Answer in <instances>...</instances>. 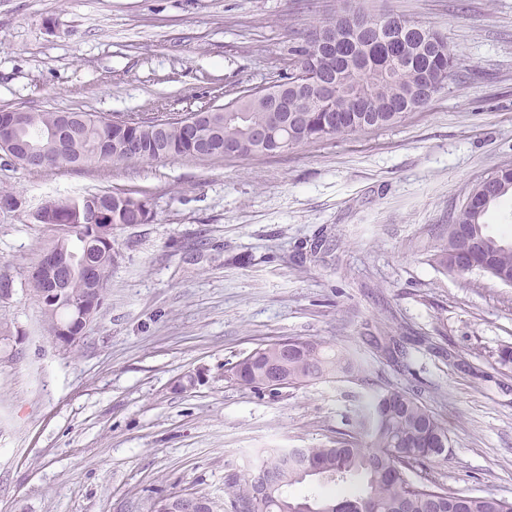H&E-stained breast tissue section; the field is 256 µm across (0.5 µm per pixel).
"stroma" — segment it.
<instances>
[{
  "label": "stroma",
  "instance_id": "1",
  "mask_svg": "<svg viewBox=\"0 0 512 512\" xmlns=\"http://www.w3.org/2000/svg\"><path fill=\"white\" fill-rule=\"evenodd\" d=\"M434 27L460 58L423 108L276 156L171 158L81 172L0 170V512H153L224 497L265 448H330L392 388L448 430L429 476L512 500V287L429 256L470 192L512 166V0H0V109L191 112L268 85L295 39L344 9ZM135 192L152 219L77 347L49 336L24 282L50 236L30 206ZM288 337L351 376L245 389L228 368ZM177 496V497H176ZM167 497H174L165 499ZM164 499V500H163ZM159 500H163L158 503L157 508L161 511L158 512H224V502L220 503V507L216 508V501L210 497L197 494H167L159 496V499L155 502V506ZM154 506V508H155Z\"/></svg>",
  "mask_w": 512,
  "mask_h": 512
}]
</instances>
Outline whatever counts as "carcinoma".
Returning a JSON list of instances; mask_svg holds the SVG:
<instances>
[{
	"label": "carcinoma",
	"mask_w": 512,
	"mask_h": 512,
	"mask_svg": "<svg viewBox=\"0 0 512 512\" xmlns=\"http://www.w3.org/2000/svg\"><path fill=\"white\" fill-rule=\"evenodd\" d=\"M362 30L352 28L350 20L338 14L324 21L291 47L298 60L311 35L336 24V44L324 48L315 59L313 71L336 75L344 82L349 66L360 70L359 80L334 97L322 94L296 79L291 69L279 81L293 87L295 111L278 113L288 120V148L337 138L355 132L393 125L413 110L427 104L423 98L427 81L430 92L437 93L453 77L457 61L442 35L427 26L421 32H389L379 15L358 11ZM73 134L57 147L43 141V160L32 163L22 155L8 162L24 170L51 169L79 171L107 165L149 164L168 158L191 157L192 142L205 138L211 156L224 155V145L241 146L240 157L275 155L281 147L269 142L262 149L251 146L247 135L253 127L272 121V113L254 104L252 110L237 119L214 116L216 128L190 127L184 114L127 113L106 116L97 112H74ZM63 113L55 111L22 112L20 131L48 133L59 126ZM512 196V167H504L482 181L467 202L451 217L448 238L430 261L444 274H460L456 231L471 237H485L486 215L501 199ZM43 214L42 224L52 231L40 255L66 256L72 263L69 287L54 290L42 281H28L29 294L39 303L47 333L65 348L75 346L74 337L85 334L89 323L74 319V302L91 297L105 304L112 265L117 251L99 247L85 239L83 228L95 222L113 227L146 224L152 216L150 200L126 194V201L98 192L42 200L31 216ZM71 226L65 241L57 237L56 226ZM469 266L494 278L512 277V242H490L469 259ZM282 345L277 340L256 348L230 368L231 379L253 389L269 388L266 367ZM288 358L280 368V385L298 386L313 380L332 379L340 373L355 371L354 364L336 355L323 341L288 339ZM371 432L351 435L334 448H305L293 455L285 448H272L260 460V466L277 473V481L267 496L258 501L260 512H512V500L480 495L467 490L450 491L424 475L413 478L417 469L447 459L439 444L448 442V432L433 413L410 393L390 389L370 405ZM312 463L324 483L361 482L359 493L336 500L313 492L295 495L292 488L306 482L301 464ZM224 499L241 504L256 499V489L245 471L224 477Z\"/></svg>",
	"instance_id": "1"
}]
</instances>
